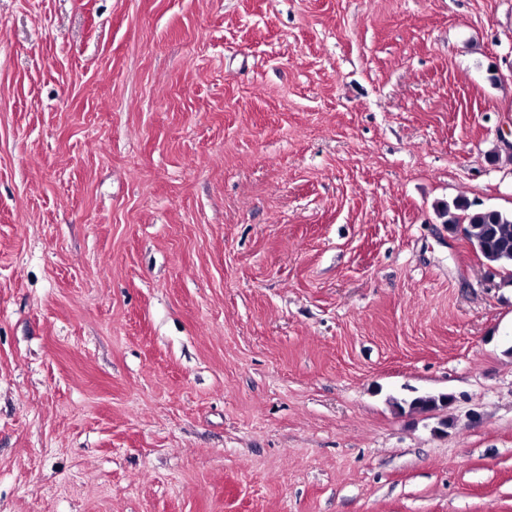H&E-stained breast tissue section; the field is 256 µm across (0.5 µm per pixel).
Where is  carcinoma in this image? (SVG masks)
Returning a JSON list of instances; mask_svg holds the SVG:
<instances>
[{"label":"carcinoma","mask_w":512,"mask_h":512,"mask_svg":"<svg viewBox=\"0 0 512 512\" xmlns=\"http://www.w3.org/2000/svg\"><path fill=\"white\" fill-rule=\"evenodd\" d=\"M466 220L465 237L476 252L501 276L512 278V213L475 208Z\"/></svg>","instance_id":"cac0c4a2"}]
</instances>
